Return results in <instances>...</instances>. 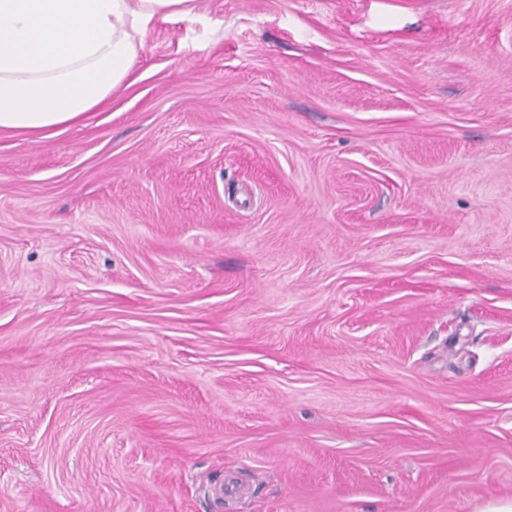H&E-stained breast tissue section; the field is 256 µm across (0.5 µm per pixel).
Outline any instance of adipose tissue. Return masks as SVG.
Segmentation results:
<instances>
[{
    "label": "adipose tissue",
    "instance_id": "1",
    "mask_svg": "<svg viewBox=\"0 0 512 512\" xmlns=\"http://www.w3.org/2000/svg\"><path fill=\"white\" fill-rule=\"evenodd\" d=\"M199 0H0V131L53 132L104 106L154 19Z\"/></svg>",
    "mask_w": 512,
    "mask_h": 512
}]
</instances>
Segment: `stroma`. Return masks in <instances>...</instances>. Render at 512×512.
<instances>
[{
    "mask_svg": "<svg viewBox=\"0 0 512 512\" xmlns=\"http://www.w3.org/2000/svg\"><path fill=\"white\" fill-rule=\"evenodd\" d=\"M0 132V512L512 498V0H200Z\"/></svg>",
    "mask_w": 512,
    "mask_h": 512,
    "instance_id": "35a3bbf8",
    "label": "stroma"
}]
</instances>
